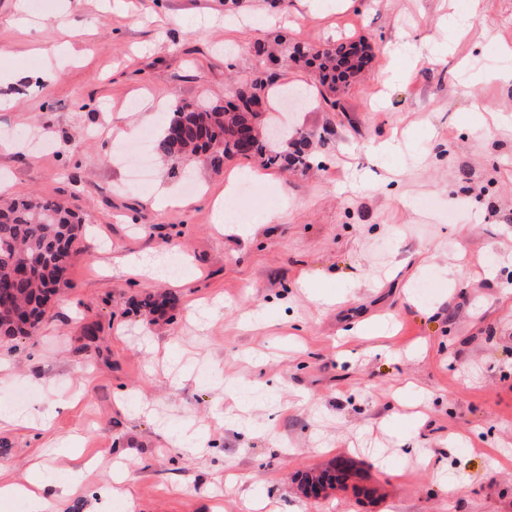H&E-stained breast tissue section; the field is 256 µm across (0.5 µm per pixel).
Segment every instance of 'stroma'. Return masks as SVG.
<instances>
[{
	"label": "stroma",
	"mask_w": 512,
	"mask_h": 512,
	"mask_svg": "<svg viewBox=\"0 0 512 512\" xmlns=\"http://www.w3.org/2000/svg\"><path fill=\"white\" fill-rule=\"evenodd\" d=\"M277 35L375 47L339 112L279 67L305 97L269 109L310 133V168L129 180L120 143L224 103ZM1 70L0 202L62 203L86 232L37 333L0 339V407L53 413L0 427V484H71L47 512H247L249 492L272 512H512V0H0ZM233 173L254 193L220 229L208 195ZM169 186L185 206L155 205ZM147 251L188 266L107 265ZM148 293L158 311L133 310ZM344 460L347 488L304 497L303 473ZM116 262H118L121 266H131L137 269L139 272L144 274L147 278L155 281H173L172 278L168 276L164 267L160 264L159 261H156L148 256H141L136 258L131 257H121L116 258Z\"/></svg>",
	"instance_id": "35a3bbf8"
}]
</instances>
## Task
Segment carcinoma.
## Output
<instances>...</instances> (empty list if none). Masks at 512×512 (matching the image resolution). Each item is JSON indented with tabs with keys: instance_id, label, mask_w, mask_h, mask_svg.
I'll list each match as a JSON object with an SVG mask.
<instances>
[{
	"instance_id": "carcinoma-1",
	"label": "carcinoma",
	"mask_w": 512,
	"mask_h": 512,
	"mask_svg": "<svg viewBox=\"0 0 512 512\" xmlns=\"http://www.w3.org/2000/svg\"><path fill=\"white\" fill-rule=\"evenodd\" d=\"M329 47L277 41L259 44L255 53L278 54L284 62L299 64L325 89L322 98L333 111L340 109L336 93L372 62L368 55L359 63L341 67L355 43ZM275 74L267 71L241 87H231V100L224 105L201 102L175 106L154 141L163 159L177 161L186 155L202 156L219 170L224 161L240 156L247 147L250 156L267 168L306 169L312 154L308 137L289 136L277 129L265 134L266 112H253L248 104L268 100ZM84 224L70 210L36 196L13 199L0 205V338L31 336L39 328L45 309L65 282L71 259L83 238Z\"/></svg>"
}]
</instances>
